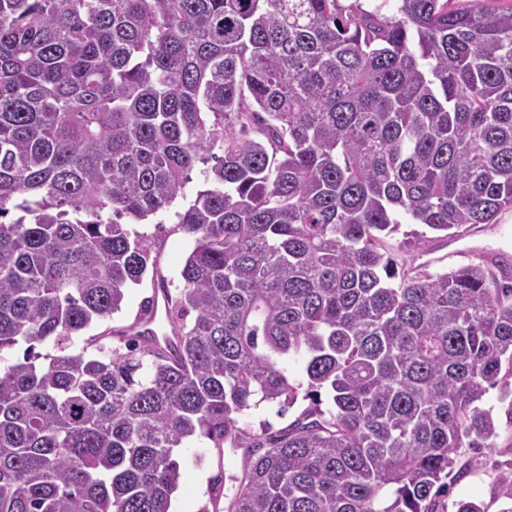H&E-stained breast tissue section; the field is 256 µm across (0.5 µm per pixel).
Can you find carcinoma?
Returning <instances> with one entry per match:
<instances>
[{
    "label": "carcinoma",
    "instance_id": "cac0c4a2",
    "mask_svg": "<svg viewBox=\"0 0 512 512\" xmlns=\"http://www.w3.org/2000/svg\"><path fill=\"white\" fill-rule=\"evenodd\" d=\"M449 2L0 0V351L26 344L0 512H170L196 435L249 449L227 512H437L494 447L489 390L512 421V264L410 274L385 242L512 209V7ZM199 163L173 343L69 353L147 271L127 225ZM494 497L512 512V461ZM307 404L308 401H302L300 398L294 407L287 410L284 416H279L277 415L278 406L262 403L253 406L240 416L239 425L248 431L259 433L263 424H270L272 431H276L293 421Z\"/></svg>",
    "mask_w": 512,
    "mask_h": 512
}]
</instances>
